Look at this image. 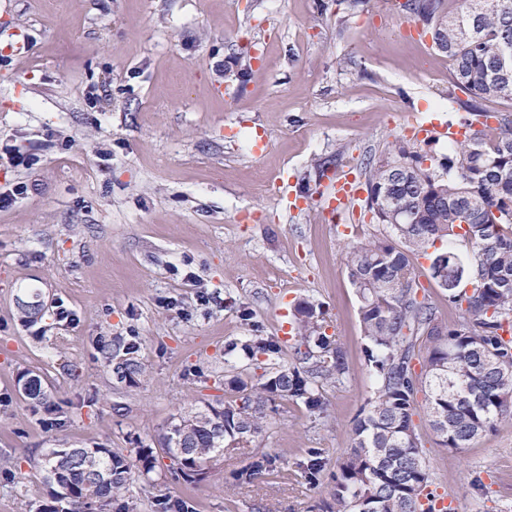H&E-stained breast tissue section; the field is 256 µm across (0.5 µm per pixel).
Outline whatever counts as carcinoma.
Masks as SVG:
<instances>
[{"label": "carcinoma", "instance_id": "cac0c4a2", "mask_svg": "<svg viewBox=\"0 0 512 512\" xmlns=\"http://www.w3.org/2000/svg\"><path fill=\"white\" fill-rule=\"evenodd\" d=\"M370 0H336L346 25ZM401 0L399 10L421 25L432 47L453 63L448 100L464 112L465 139L448 142L434 157L397 138L364 162L368 196L363 208L389 234L373 237L347 252V270L360 299L365 356L375 390L352 429L350 452L333 477L328 512H434L429 473L413 417L417 394L425 405L438 443L461 451L498 423L512 420V70L500 59L512 54V0ZM465 98H460L459 94ZM509 103L492 109L490 104ZM327 162L316 159L302 189L319 185ZM446 241L438 249L436 241ZM469 247L462 255L457 245ZM430 261L429 275L442 288L466 273L472 293H448V303L464 311L465 322L450 327L438 320L428 298H418L414 259ZM328 312L303 301L294 309L300 332L299 365L256 379H234L239 397L222 408L188 412L171 420L159 445L171 468L186 479L203 480L226 449L249 448L252 462L237 474L252 484L275 470V459L252 452L275 399L302 403L312 413L325 408L324 383L346 372L342 347L326 334ZM430 343L415 370V346ZM245 356L276 354L280 346L259 336L235 345ZM115 373L129 383L141 364L126 358ZM24 396L49 398L36 377ZM153 448L135 458L98 445L49 448L41 468L53 502L33 512H108L133 470L152 473ZM325 464L312 451L302 476L319 485Z\"/></svg>", "mask_w": 512, "mask_h": 512}]
</instances>
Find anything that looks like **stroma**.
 I'll use <instances>...</instances> for the list:
<instances>
[{
    "label": "stroma",
    "instance_id": "1",
    "mask_svg": "<svg viewBox=\"0 0 512 512\" xmlns=\"http://www.w3.org/2000/svg\"><path fill=\"white\" fill-rule=\"evenodd\" d=\"M319 1L0 0V188L27 187L0 210V512L49 503L44 449L157 447L172 417L234 399L231 378L295 364L303 301L327 310L348 373L326 384L323 414L273 403L257 450L275 471L238 483L249 459L228 451L193 483L162 456L126 495L138 512L163 497L193 512H325L328 484L309 485L298 465L315 448L335 471L373 392L346 254L386 228L361 210L330 224L315 194L289 210L278 181L299 183L315 158L364 181L365 156L414 117L458 115L450 62L419 26L404 30L391 0L343 31L336 0ZM346 55L355 70L340 67ZM7 151L39 162L10 165ZM21 299L41 301L42 319L22 324ZM252 332L280 352L234 351ZM103 337L143 365L136 384L104 362ZM26 372L48 402L24 399ZM414 425L453 512H512V421L460 452L438 444L426 410Z\"/></svg>",
    "mask_w": 512,
    "mask_h": 512
}]
</instances>
